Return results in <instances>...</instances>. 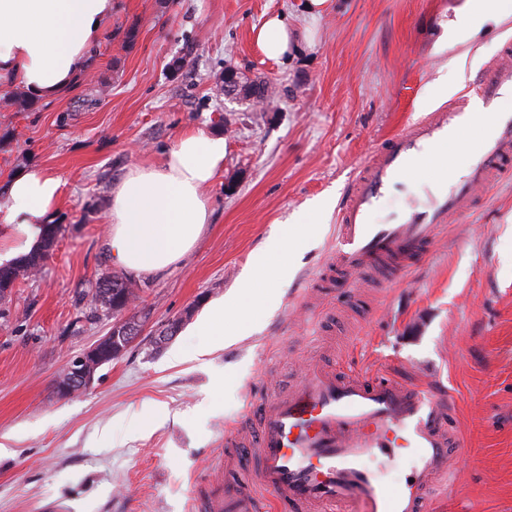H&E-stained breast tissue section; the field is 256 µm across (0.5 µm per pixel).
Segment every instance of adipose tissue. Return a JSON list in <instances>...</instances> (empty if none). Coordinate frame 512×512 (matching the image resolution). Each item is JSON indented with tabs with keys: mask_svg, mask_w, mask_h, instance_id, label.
<instances>
[{
	"mask_svg": "<svg viewBox=\"0 0 512 512\" xmlns=\"http://www.w3.org/2000/svg\"><path fill=\"white\" fill-rule=\"evenodd\" d=\"M112 13V0H0V80L20 83L37 99L68 93L85 71ZM512 19V0H465L451 23V34L467 41L485 24ZM253 37L267 59L278 61L298 40L313 41L312 29L295 33L283 17L254 27ZM223 137L201 129L182 132L162 164L131 168L112 189L106 247L113 263L139 274L177 265L191 251L210 220L208 187L224 169ZM64 183L31 170L14 176L0 200V236L15 250L30 246L59 205ZM306 241L293 228L271 240L251 266L250 281L283 276L285 258ZM243 313L239 297L214 308L201 330L202 353L231 345L233 323Z\"/></svg>",
	"mask_w": 512,
	"mask_h": 512,
	"instance_id": "adipose-tissue-1",
	"label": "adipose tissue"
}]
</instances>
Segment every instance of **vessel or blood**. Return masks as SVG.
I'll return each mask as SVG.
<instances>
[{"mask_svg": "<svg viewBox=\"0 0 512 512\" xmlns=\"http://www.w3.org/2000/svg\"><path fill=\"white\" fill-rule=\"evenodd\" d=\"M474 90L489 133L472 151L465 175L434 183L426 203L411 204L394 223L373 224L371 208L408 178L424 180L427 156L459 143L477 115L460 103L407 125L385 139L351 177L338 213L332 265L341 287L377 266L392 274L423 261L448 216L477 188L512 173V65L490 67ZM446 400L404 382L328 371L319 366L285 392L262 402L254 426L235 424L225 446L236 457L258 455L257 481L274 498L275 512H433L429 492L463 444L447 422ZM410 463L409 479L393 486L382 468ZM202 512H256L251 492L211 481Z\"/></svg>", "mask_w": 512, "mask_h": 512, "instance_id": "vessel-or-blood-1", "label": "vessel or blood"}]
</instances>
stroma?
<instances>
[{
    "label": "stroma",
    "instance_id": "1",
    "mask_svg": "<svg viewBox=\"0 0 512 512\" xmlns=\"http://www.w3.org/2000/svg\"><path fill=\"white\" fill-rule=\"evenodd\" d=\"M462 0H338L314 42L266 59L254 25L279 14L306 26L299 0H113L94 64L62 98L8 104L20 84L0 82V197L34 168L61 177V231L41 271L0 300V512H195L215 472L229 487L268 495L255 460L224 462V432L313 363L395 375L448 396L465 456L432 489L445 512H512V175L479 191L449 219L423 265L389 279L368 272L338 296L325 276L336 210L355 168L406 124L469 96V84L512 42V19L452 45ZM136 30L127 43L128 30ZM465 55L467 88L430 96ZM267 81L260 106L216 95L225 68ZM223 136L224 169L208 188L211 222L175 268L131 274L144 336L68 397L54 382L105 336L109 316L86 295L123 274L105 245L113 186L163 159L180 133ZM313 224L289 259L270 307L251 294L255 321L230 346L201 355L200 325L236 291L253 256L284 224ZM181 319L161 348L159 323ZM182 351L181 362H172ZM158 405L143 433L128 424Z\"/></svg>",
    "mask_w": 512,
    "mask_h": 512
}]
</instances>
